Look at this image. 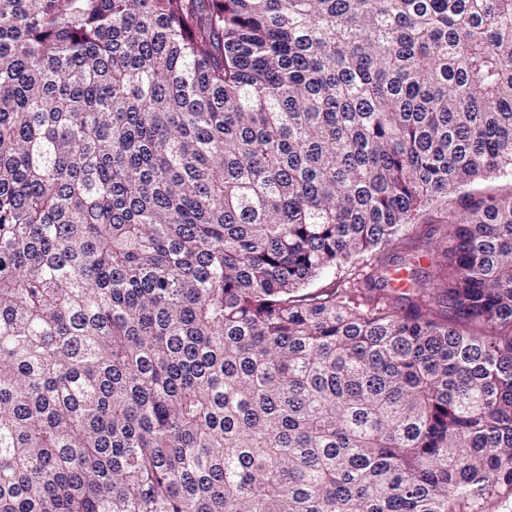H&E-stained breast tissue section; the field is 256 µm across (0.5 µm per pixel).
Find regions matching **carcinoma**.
<instances>
[{"label":"carcinoma","mask_w":512,"mask_h":512,"mask_svg":"<svg viewBox=\"0 0 512 512\" xmlns=\"http://www.w3.org/2000/svg\"><path fill=\"white\" fill-rule=\"evenodd\" d=\"M505 169L512 0H0V512H512ZM478 197H508L512 194V171L499 173L491 178L481 180L466 189Z\"/></svg>","instance_id":"obj_1"}]
</instances>
